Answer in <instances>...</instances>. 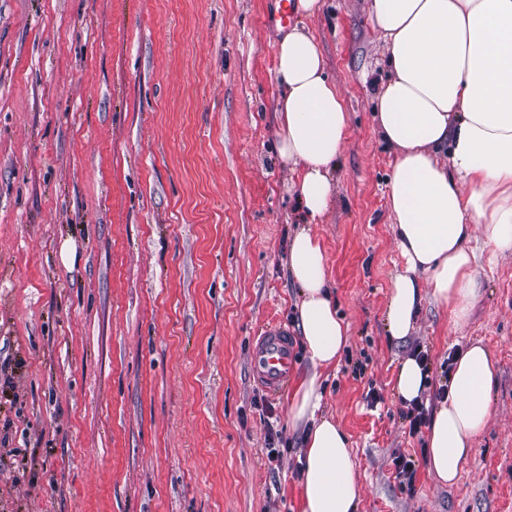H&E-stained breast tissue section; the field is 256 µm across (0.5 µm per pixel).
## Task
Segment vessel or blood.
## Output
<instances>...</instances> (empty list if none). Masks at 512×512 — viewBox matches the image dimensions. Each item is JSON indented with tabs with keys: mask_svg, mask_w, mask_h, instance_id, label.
<instances>
[{
	"mask_svg": "<svg viewBox=\"0 0 512 512\" xmlns=\"http://www.w3.org/2000/svg\"><path fill=\"white\" fill-rule=\"evenodd\" d=\"M297 357L293 339L281 325H271L254 337L249 353L253 379L271 395L282 393L293 374Z\"/></svg>",
	"mask_w": 512,
	"mask_h": 512,
	"instance_id": "vessel-or-blood-1",
	"label": "vessel or blood"
}]
</instances>
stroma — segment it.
<instances>
[{
	"mask_svg": "<svg viewBox=\"0 0 512 512\" xmlns=\"http://www.w3.org/2000/svg\"><path fill=\"white\" fill-rule=\"evenodd\" d=\"M370 3L319 0L294 18L348 115L333 203L311 227L349 326L345 359L321 371L320 412L351 442L356 512H512V254L481 270L465 324L426 302L410 336L386 330L403 259ZM278 9L0 0V512H302L288 405L307 349L297 340L279 396L249 371L263 323L299 334L285 255L302 212L297 171L279 156ZM478 340L497 361L491 414L447 485L428 469L425 433L400 416L394 377L422 347L438 407L442 363ZM397 451L416 462L414 490L399 484Z\"/></svg>",
	"mask_w": 512,
	"mask_h": 512,
	"instance_id": "obj_1",
	"label": "stroma"
}]
</instances>
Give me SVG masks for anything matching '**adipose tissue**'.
Returning a JSON list of instances; mask_svg holds the SVG:
<instances>
[{
    "instance_id": "obj_1",
    "label": "adipose tissue",
    "mask_w": 512,
    "mask_h": 512,
    "mask_svg": "<svg viewBox=\"0 0 512 512\" xmlns=\"http://www.w3.org/2000/svg\"><path fill=\"white\" fill-rule=\"evenodd\" d=\"M389 76L377 95L376 121L395 150L388 203L404 265L393 278L387 330L409 336L425 300L464 324L483 265L512 253V0H371ZM276 79L282 161L299 170L298 200L322 217L333 193L347 133L338 90L324 75L314 37L295 27L280 41ZM448 146L440 160L438 146ZM484 227L482 249L472 225ZM288 269L300 288L298 326L313 369L292 395L288 422L303 428L302 512H353L360 487L349 439L320 415L319 370L349 339L336 314L322 244L310 227L295 230ZM496 362L482 342L462 350L448 392L427 427L428 467L456 481L484 431Z\"/></svg>"
}]
</instances>
